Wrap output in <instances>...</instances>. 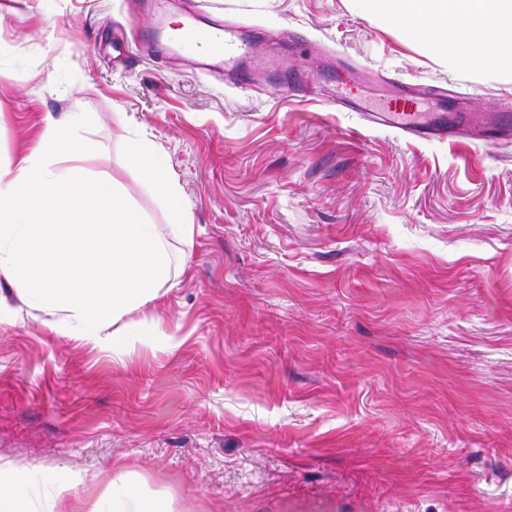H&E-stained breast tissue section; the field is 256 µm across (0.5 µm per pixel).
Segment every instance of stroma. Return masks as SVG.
Segmentation results:
<instances>
[{"instance_id":"obj_1","label":"stroma","mask_w":512,"mask_h":512,"mask_svg":"<svg viewBox=\"0 0 512 512\" xmlns=\"http://www.w3.org/2000/svg\"><path fill=\"white\" fill-rule=\"evenodd\" d=\"M198 30L273 43L195 68L163 37L188 0H0V164L86 112L85 165L166 221L124 165L166 153L194 215L163 341L102 351L0 322V468L35 496L117 468L183 512H512V140H410L368 109L512 110V70L452 56L354 0H199ZM176 337L177 346L167 344Z\"/></svg>"}]
</instances>
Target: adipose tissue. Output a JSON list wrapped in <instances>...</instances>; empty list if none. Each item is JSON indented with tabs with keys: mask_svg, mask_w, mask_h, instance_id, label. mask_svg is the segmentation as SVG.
Here are the masks:
<instances>
[{
	"mask_svg": "<svg viewBox=\"0 0 512 512\" xmlns=\"http://www.w3.org/2000/svg\"><path fill=\"white\" fill-rule=\"evenodd\" d=\"M359 3L449 51L461 67L512 68V0ZM86 122L82 112L46 117L37 147L15 167H0V276L57 335L117 351L133 340L154 341L156 323L140 311L184 273L168 243L192 246L195 224L163 149L146 138L128 141L125 162L143 191L162 199L165 224L143 218L117 179L92 175ZM93 512L178 509L120 469Z\"/></svg>",
	"mask_w": 512,
	"mask_h": 512,
	"instance_id": "obj_1",
	"label": "adipose tissue"
}]
</instances>
